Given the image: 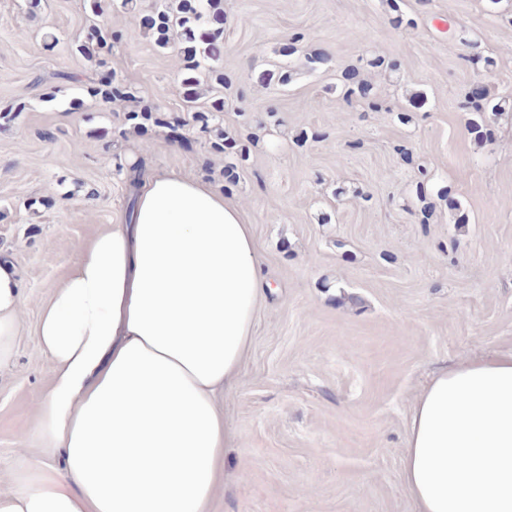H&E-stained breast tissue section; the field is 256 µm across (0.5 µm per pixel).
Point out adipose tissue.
<instances>
[{
  "label": "adipose tissue",
  "mask_w": 512,
  "mask_h": 512,
  "mask_svg": "<svg viewBox=\"0 0 512 512\" xmlns=\"http://www.w3.org/2000/svg\"><path fill=\"white\" fill-rule=\"evenodd\" d=\"M133 217L105 226L42 306L53 378L46 453L0 512H210L238 381L270 289L254 229L206 181L136 169ZM21 282L0 260V363L20 334ZM415 512H512V351L434 373L402 451Z\"/></svg>",
  "instance_id": "adipose-tissue-1"
}]
</instances>
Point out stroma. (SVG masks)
Returning a JSON list of instances; mask_svg holds the SVG:
<instances>
[{
	"mask_svg": "<svg viewBox=\"0 0 512 512\" xmlns=\"http://www.w3.org/2000/svg\"><path fill=\"white\" fill-rule=\"evenodd\" d=\"M120 2L102 0L124 39L101 57L146 103L182 111L177 47L157 48L134 23L157 0L130 12ZM405 8L419 13L416 28L394 29L383 0H224L220 64L236 91L223 124L259 138L232 183L203 141L186 146L160 128L113 139L123 105L84 93L94 64L66 47L93 22L83 0H0V255L22 284V332L0 365V494L14 490L20 457L63 466L35 436L52 372L34 330L83 245L128 216L119 158L202 179L238 204L273 288L223 401L234 443L212 512H413L401 454L419 391L444 366L512 350V107L483 144L464 108L480 83L512 100V0ZM453 22L468 44L449 34ZM297 31L327 62L285 89L262 83ZM472 51L492 66L465 64ZM372 56L397 65L363 72L384 101L376 111L336 90L343 70ZM59 70L80 80L46 100ZM313 130L323 140L295 146ZM421 165L432 173L426 219L413 193Z\"/></svg>",
	"mask_w": 512,
	"mask_h": 512,
	"instance_id": "obj_1",
	"label": "stroma"
}]
</instances>
